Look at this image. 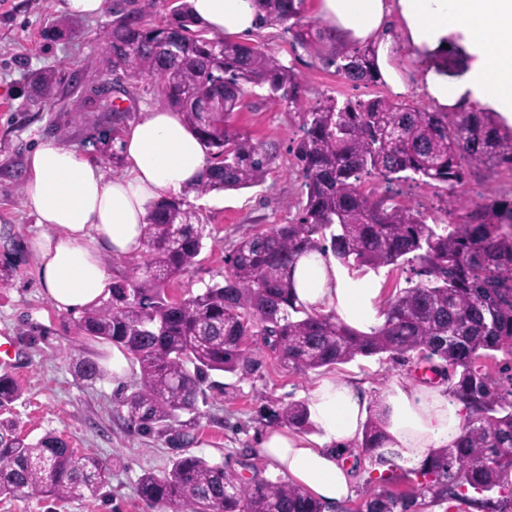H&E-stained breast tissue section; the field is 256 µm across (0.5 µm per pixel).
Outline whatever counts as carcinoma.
Masks as SVG:
<instances>
[{
	"label": "carcinoma",
	"instance_id": "obj_1",
	"mask_svg": "<svg viewBox=\"0 0 512 512\" xmlns=\"http://www.w3.org/2000/svg\"><path fill=\"white\" fill-rule=\"evenodd\" d=\"M255 3L260 21L283 25L292 45L351 82L377 83L374 49L326 46L319 24L305 15L304 0ZM193 25L190 4L179 0L161 24L118 20L103 35L112 71L158 78L168 105L209 150V170L185 189L186 196L149 206L144 245L150 281L189 272L204 247V225L187 194L200 198L266 178L271 154L232 123L246 89H263L266 99L297 110L301 136L293 157L306 200L295 222L241 239L226 256L222 283L171 300L134 278L116 280L108 298L82 311L80 333L124 349L139 366V384L119 399L127 426L186 447L203 386L216 387L214 372L250 369L252 336H261L289 370L301 374L382 354L425 361L448 396L463 404L461 433L453 447L436 450L419 467L402 471L394 465L379 475L378 488L356 512H427L449 502L512 512V376L503 394L487 365L497 352L512 356V191L464 200L439 220L401 204L393 189L410 179L454 195L479 171L512 172V128L493 112H440L386 96L328 98L305 109L294 68L255 45L209 38ZM169 42L178 43V55L166 54ZM55 82L51 72L33 76L41 106L51 105ZM368 178L384 184V192L363 190ZM312 251L330 252L351 270L407 267L410 286L385 300L379 328L359 333L333 312L296 305L292 265ZM74 370L90 383L103 377L86 357ZM20 395L15 379L0 374V498L98 496L109 484V468L95 456L77 454L53 432L35 442L22 438L6 416ZM258 420L312 430L304 401L265 406ZM384 425L382 410L369 416L360 443L364 453H378ZM137 491L168 512L327 509L295 483L255 476L241 482L224 466L194 455H176L162 475L143 473Z\"/></svg>",
	"mask_w": 512,
	"mask_h": 512
}]
</instances>
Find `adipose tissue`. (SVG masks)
<instances>
[{
	"label": "adipose tissue",
	"instance_id": "obj_1",
	"mask_svg": "<svg viewBox=\"0 0 512 512\" xmlns=\"http://www.w3.org/2000/svg\"><path fill=\"white\" fill-rule=\"evenodd\" d=\"M189 2L210 35L249 37L259 29L254 0ZM307 10L337 45H374V70L393 95L414 91L439 110H488L512 125V0H309ZM458 47L464 54L454 74L447 59ZM404 54L415 63L410 78L396 64ZM121 146L125 172L112 178L52 139L29 157L24 203L41 231L27 247L57 310L76 313L108 298L106 256L141 252L150 204L182 192L208 166L195 131L166 108L131 124ZM293 280L299 304L335 312L359 332L384 321L374 272L348 271L315 251L298 259ZM383 405L382 457L406 468L452 445L466 415L442 385L392 384ZM307 410L312 435L271 428L258 446L277 472L333 507L354 493L352 471L340 457L362 431L367 396L357 381L326 377L312 389Z\"/></svg>",
	"mask_w": 512,
	"mask_h": 512
}]
</instances>
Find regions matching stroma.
I'll use <instances>...</instances> for the list:
<instances>
[{"label": "stroma", "mask_w": 512, "mask_h": 512, "mask_svg": "<svg viewBox=\"0 0 512 512\" xmlns=\"http://www.w3.org/2000/svg\"><path fill=\"white\" fill-rule=\"evenodd\" d=\"M173 0H108L103 14H69L64 0H0V337L13 346L0 373L10 372L22 390L12 415L24 435L35 440L48 432L65 439L77 453L98 457L111 470L101 496L82 501L37 498H0V512H162L142 500L137 482L143 472L162 473L171 467L175 452L165 439L130 431L117 411L116 400L138 380L137 364L115 380L110 360L112 345L86 338L75 327V316L57 311L38 279V259L21 249L36 235V216L26 208L23 182L28 158L41 141L53 138L100 164L106 176L123 173L124 161L112 160L96 149V140L113 126L127 128L148 112L165 107L160 83L149 77L131 78L112 72L102 45L104 31L120 16L159 23L170 15ZM282 64L293 67L304 85L302 104L314 106L333 97L368 99L387 94L384 84H355L325 67L304 50L293 49L280 25H265L251 38ZM55 72L58 84L51 107L35 103L29 87L32 73ZM115 86L112 98L120 113L100 109L95 94L104 79ZM233 124L252 137L275 159L258 186L213 192L194 199L206 226L205 247L189 273L165 283L170 299L200 293L223 281L225 256L233 245L255 231L295 218L302 200L301 179L292 166L289 149L298 135V117L287 106L247 95ZM512 174H482L470 178L463 195H434L413 181L400 183L399 199L443 216L457 209L461 199H478L505 188ZM253 366L247 374H221V390H208L199 425L186 452L224 466L233 474L274 476L269 461L256 450L263 428L256 414L265 404L283 405L306 400L321 372L289 371L260 337L250 339ZM93 358L104 371L103 380L89 383L76 376L73 363ZM337 378H356L365 384L370 401L383 398L398 380L419 383L420 371L407 363L359 357L330 371Z\"/></svg>", "instance_id": "1"}]
</instances>
